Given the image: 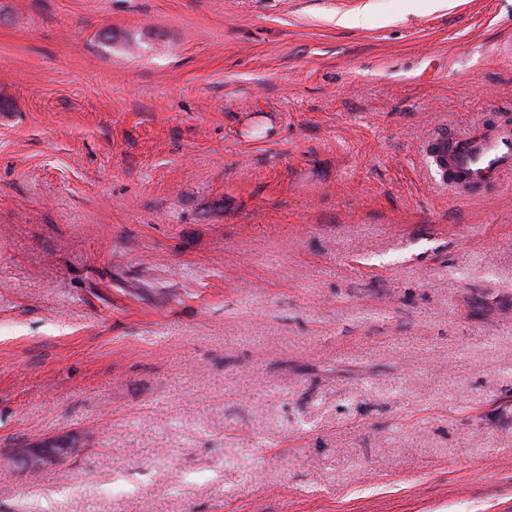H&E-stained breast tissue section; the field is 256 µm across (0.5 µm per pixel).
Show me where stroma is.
Masks as SVG:
<instances>
[{"instance_id": "35a3bbf8", "label": "stroma", "mask_w": 512, "mask_h": 512, "mask_svg": "<svg viewBox=\"0 0 512 512\" xmlns=\"http://www.w3.org/2000/svg\"><path fill=\"white\" fill-rule=\"evenodd\" d=\"M511 56L512 0H0V512H512V176L425 152ZM51 443L44 444L41 441L27 444L24 448H17L12 454V460L22 469L37 472L48 466L56 465L73 450L60 439H52Z\"/></svg>"}]
</instances>
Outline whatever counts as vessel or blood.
<instances>
[{
	"label": "vessel or blood",
	"mask_w": 512,
	"mask_h": 512,
	"mask_svg": "<svg viewBox=\"0 0 512 512\" xmlns=\"http://www.w3.org/2000/svg\"><path fill=\"white\" fill-rule=\"evenodd\" d=\"M444 179L450 192L486 194L512 174V125L478 124L469 132L444 135Z\"/></svg>",
	"instance_id": "obj_1"
}]
</instances>
